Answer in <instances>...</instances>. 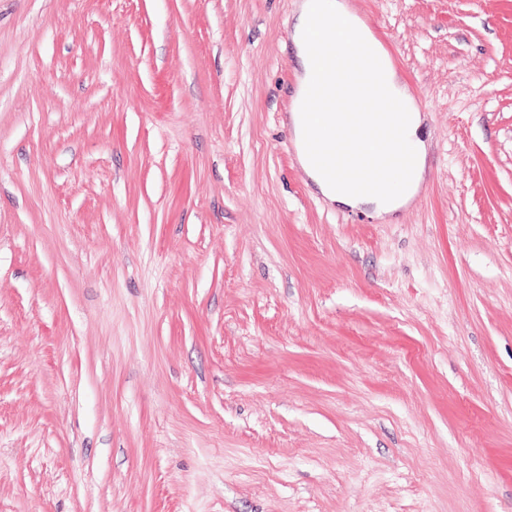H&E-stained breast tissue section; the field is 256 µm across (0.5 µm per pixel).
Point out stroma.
Returning <instances> with one entry per match:
<instances>
[{
  "label": "stroma",
  "mask_w": 512,
  "mask_h": 512,
  "mask_svg": "<svg viewBox=\"0 0 512 512\" xmlns=\"http://www.w3.org/2000/svg\"><path fill=\"white\" fill-rule=\"evenodd\" d=\"M300 2L0 0V512H512V0H349L384 219L288 148Z\"/></svg>",
  "instance_id": "stroma-1"
}]
</instances>
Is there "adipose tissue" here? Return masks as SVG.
Listing matches in <instances>:
<instances>
[{
    "label": "adipose tissue",
    "mask_w": 512,
    "mask_h": 512,
    "mask_svg": "<svg viewBox=\"0 0 512 512\" xmlns=\"http://www.w3.org/2000/svg\"><path fill=\"white\" fill-rule=\"evenodd\" d=\"M328 11L336 18L334 26L326 30L328 42L341 45H359L363 53V64L350 67L338 51L325 54L319 61H311L305 45L312 37L311 18L315 13L312 0H302L292 39L297 48L302 71L298 76L299 90H306L315 78L332 80L340 98L347 105L343 112H291L289 120L294 128L296 141L311 139L320 133H333L350 120L351 113H358L360 125L368 129L384 123V113L373 111V103L387 98H396L404 103L398 117L401 128L399 145L408 149L412 160V173L407 181L381 179L379 192L361 194L353 190L350 183L325 182L315 162L306 155L298 161L308 178L330 202L351 208H367L377 217H385L406 204L419 190L424 181L427 150L422 138L424 117L412 102L406 101L396 69L387 60L381 45L373 38L369 28L353 12L344 0H326Z\"/></svg>",
    "instance_id": "obj_1"
}]
</instances>
